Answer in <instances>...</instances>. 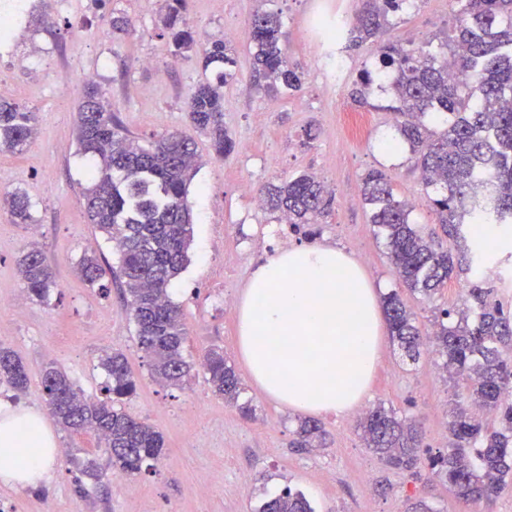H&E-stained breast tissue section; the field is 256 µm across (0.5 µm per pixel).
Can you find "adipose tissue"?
Listing matches in <instances>:
<instances>
[{
  "mask_svg": "<svg viewBox=\"0 0 512 512\" xmlns=\"http://www.w3.org/2000/svg\"><path fill=\"white\" fill-rule=\"evenodd\" d=\"M237 351L252 381L282 407L344 414L368 396L385 339L379 295L333 245L291 247L254 271L237 304ZM42 416L0 404V482H45L57 459Z\"/></svg>",
  "mask_w": 512,
  "mask_h": 512,
  "instance_id": "ef3b65f1",
  "label": "adipose tissue"
}]
</instances>
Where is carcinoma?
<instances>
[{"instance_id":"cac0c4a2","label":"carcinoma","mask_w":512,"mask_h":512,"mask_svg":"<svg viewBox=\"0 0 512 512\" xmlns=\"http://www.w3.org/2000/svg\"><path fill=\"white\" fill-rule=\"evenodd\" d=\"M356 22L343 36L345 49L378 45L380 67L392 75L390 88L401 143L408 146L420 171L438 230L422 235L411 219V207L395 198L379 169L363 178L362 195L371 206V223L384 238L399 282L430 300L448 281L469 276L461 305L434 318V331L423 333L416 316L397 291L384 297L390 335L400 356L418 363L431 343L443 359L442 369L455 394L449 410L448 448L422 458L423 438L415 421L381 405L359 423L369 448L386 466L418 474L427 462L431 475L448 485L460 502H491L512 477V313L505 310L494 286L482 277L491 259L478 232L484 224H512V0H450L460 23L451 38V55L400 49L383 41L391 17L411 0H360ZM188 0H164L160 17L172 54L190 49L194 35L187 26ZM114 35H127L131 20L118 12L108 21ZM282 21L276 12H257L251 21V68L269 92L301 91L303 72L292 66L281 46ZM236 58L224 38H213L204 50L203 70L211 71L193 87L187 112L192 124L211 141L214 155L224 158L235 142L224 128V87L236 79ZM34 113L0 97V151L21 152L35 134ZM78 151L93 159L89 186L83 193L90 223L115 244L114 268L85 253L77 271L91 288L113 279L132 311L138 345L150 358L154 378L180 387L191 371L183 356L186 331L180 307L169 295L172 282L187 268L194 238L189 187L200 164L194 142L177 134L148 143L130 136L112 114L98 86L91 84L78 105ZM493 192L480 195L482 182ZM265 209L288 217L293 232L316 233L328 215L332 193L310 173L271 183L260 190ZM16 224L35 223L33 203L17 189L3 196ZM448 239L443 249L440 240ZM17 271L29 297L45 302L58 287L56 277L36 245L23 251ZM100 365L111 397L91 401L65 370L54 362L43 370L46 405L59 428L91 433L104 444L108 466L127 474L141 472L165 448L163 435L116 405L135 383L124 354L106 352ZM213 391L236 401L241 382L223 351H211L204 363ZM0 383L21 393L27 385L22 359L0 345ZM493 415V423L480 413ZM293 448L325 444L322 425L303 418ZM82 478L101 486L109 482L107 466L95 457H73ZM258 512H314L301 491L290 488L266 499Z\"/></svg>"}]
</instances>
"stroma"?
I'll use <instances>...</instances> for the list:
<instances>
[{
  "mask_svg": "<svg viewBox=\"0 0 512 512\" xmlns=\"http://www.w3.org/2000/svg\"><path fill=\"white\" fill-rule=\"evenodd\" d=\"M333 0H190L187 20L195 33L193 48L172 56L158 21L162 0H79L72 12L47 0L53 25L36 19L19 37L15 50H45V65L19 71L0 61V96L36 117L37 134L24 152L0 153V185L25 191L35 205L36 236L12 223L0 210V298L14 299L20 315H0V344L10 347L27 367L23 396L0 384V403L48 415L41 380L46 362L68 372L88 398L100 397L107 375L99 364L105 348L122 350L137 383L122 408L154 426L166 440L165 454L122 483L87 486L75 492L76 470L68 451L104 457L88 435L55 430L59 456L45 484L18 488L0 484V512H257L261 503L284 489L303 492L315 512H404L407 498H422L440 512H458L448 490L422 478L386 469L366 448L357 422L378 404L420 418L424 444L446 445V422L454 390L446 383L435 354H423L414 366L403 364L391 342L382 357L362 407L343 416L324 415L328 445L314 451L291 448L297 412L281 408L252 382L235 344L236 311L224 310V297L239 299L256 267L278 250V214L254 208L250 193L301 172H311L334 194L330 214L318 226L317 242L344 249L363 267L380 293L396 280L371 208L362 197L365 174L382 170L397 199L412 204V218L423 232L436 227L428 197L408 157L391 158L381 142L398 138L389 97L371 88L367 104L350 92L360 71L377 50L370 45L344 53L345 72L326 78L328 62L313 47L311 21ZM280 13L282 43L289 60L304 74L301 93L274 95L260 89L249 54L250 21L256 9ZM136 19L131 37L108 33L103 10ZM457 25L448 0H417L391 26L386 42L406 49L443 52ZM235 29L238 78L224 89V125L236 142L234 152L218 159L210 140L189 122L186 101L203 78L201 53L207 42ZM93 72L125 130L141 141L178 132L191 137L200 161L190 187L194 241L191 261L174 282L170 295L179 305L188 331L184 357L192 363L189 383L160 385L139 349L131 313L118 285L108 291L89 287L76 273L84 253L95 251L118 264L111 243L88 223L83 190L88 185L85 160L77 153L74 123L85 85L79 71ZM73 86L59 96L57 86ZM361 114L364 123L351 134L343 116ZM37 243L53 269L58 288L48 302L29 300L17 273L16 259ZM465 279L449 281L433 301L402 291L403 302L420 322L435 312L457 307ZM109 345H102V337ZM219 347L241 378V402L255 408L242 414L238 404L214 395L201 366L205 354Z\"/></svg>",
  "mask_w": 512,
  "mask_h": 512,
  "instance_id": "35a3bbf8",
  "label": "stroma"
}]
</instances>
